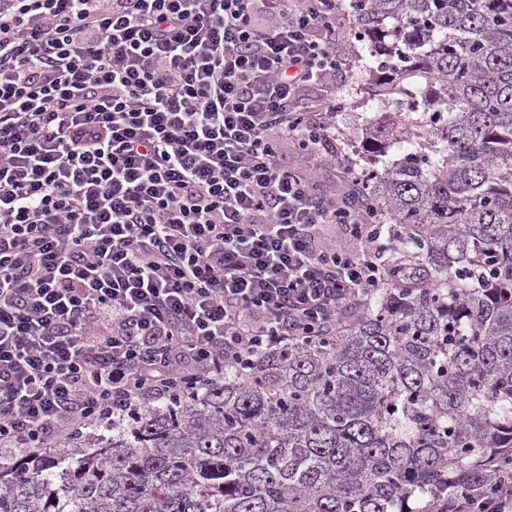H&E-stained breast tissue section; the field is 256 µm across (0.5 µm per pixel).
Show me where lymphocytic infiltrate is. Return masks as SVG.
<instances>
[{
	"label": "lymphocytic infiltrate",
	"instance_id": "f902f5d3",
	"mask_svg": "<svg viewBox=\"0 0 512 512\" xmlns=\"http://www.w3.org/2000/svg\"><path fill=\"white\" fill-rule=\"evenodd\" d=\"M340 27L336 0H0V450L125 424L369 303L378 211L335 102L299 98L344 65Z\"/></svg>",
	"mask_w": 512,
	"mask_h": 512
}]
</instances>
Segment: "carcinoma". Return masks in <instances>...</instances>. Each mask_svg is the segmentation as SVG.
<instances>
[{
	"label": "carcinoma",
	"instance_id": "1",
	"mask_svg": "<svg viewBox=\"0 0 512 512\" xmlns=\"http://www.w3.org/2000/svg\"><path fill=\"white\" fill-rule=\"evenodd\" d=\"M398 158L345 328L187 387L101 449L0 463V512H456L512 471V0H351Z\"/></svg>",
	"mask_w": 512,
	"mask_h": 512
}]
</instances>
